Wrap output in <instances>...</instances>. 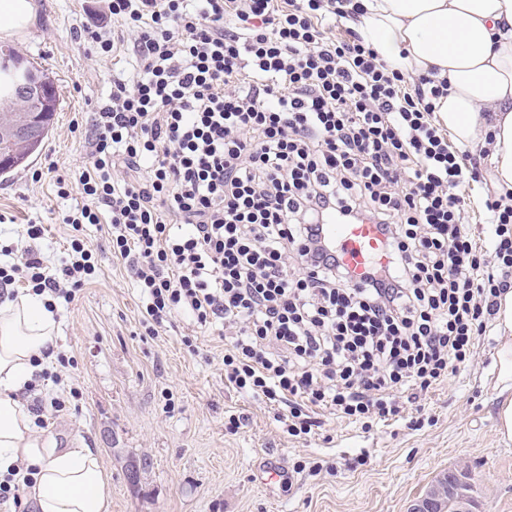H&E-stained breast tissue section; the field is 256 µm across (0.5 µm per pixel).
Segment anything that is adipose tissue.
<instances>
[{"label": "adipose tissue", "mask_w": 512, "mask_h": 512, "mask_svg": "<svg viewBox=\"0 0 512 512\" xmlns=\"http://www.w3.org/2000/svg\"><path fill=\"white\" fill-rule=\"evenodd\" d=\"M358 31L388 66L431 79L438 123L463 149L484 151L491 182L512 192V0H362ZM60 321L43 297L0 304V475L33 473L36 512H109L106 474L90 448L37 435L19 393L35 361L57 350Z\"/></svg>", "instance_id": "1"}]
</instances>
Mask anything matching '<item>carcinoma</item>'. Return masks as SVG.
Returning <instances> with one entry per match:
<instances>
[{
  "label": "carcinoma",
  "mask_w": 512,
  "mask_h": 512,
  "mask_svg": "<svg viewBox=\"0 0 512 512\" xmlns=\"http://www.w3.org/2000/svg\"><path fill=\"white\" fill-rule=\"evenodd\" d=\"M9 63L18 67H30L36 72L37 85L31 90V100H13L0 94V106L4 111L0 112V138H7L12 128L24 120H35L36 124L44 131H49L52 126L55 112L60 101L54 84L45 71L39 69L27 57L10 46H0V63ZM43 138L23 140L13 143L4 151L6 172L22 166L31 155L38 151Z\"/></svg>",
  "instance_id": "cac0c4a2"
}]
</instances>
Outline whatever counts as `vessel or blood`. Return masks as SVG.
Instances as JSON below:
<instances>
[{
    "label": "vessel or blood",
    "instance_id": "b4317fda",
    "mask_svg": "<svg viewBox=\"0 0 512 512\" xmlns=\"http://www.w3.org/2000/svg\"><path fill=\"white\" fill-rule=\"evenodd\" d=\"M324 229L327 240L337 248L354 276H362L384 263V237L378 225L372 224L370 220L345 224L331 216Z\"/></svg>",
    "mask_w": 512,
    "mask_h": 512
}]
</instances>
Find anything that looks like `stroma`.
I'll return each instance as SVG.
<instances>
[{
  "mask_svg": "<svg viewBox=\"0 0 512 512\" xmlns=\"http://www.w3.org/2000/svg\"><path fill=\"white\" fill-rule=\"evenodd\" d=\"M36 21L9 39L55 81L60 108L42 148L26 165L0 175V248L16 246L13 224L47 225L33 246L58 259L71 230L61 215L76 203L56 193L57 177L77 181L89 164L94 113L112 90L122 61L95 57L79 37L106 17V0H34ZM98 274L69 304H58L61 361L56 384L37 385L26 401L51 395L65 402L40 436L56 447L83 441L107 476L111 512H410L448 470L467 472L477 512H512V440L498 429L503 387L498 336L480 341L467 368L405 405L426 423L401 420L363 431L323 414L321 434H284L276 406L247 398L224 381V341L174 319L144 335L142 303L129 267L113 259L106 226L88 224ZM198 348L190 353L183 340ZM243 416L238 431L229 415ZM366 462L353 466L357 457ZM335 464L334 474L297 472L298 463ZM280 479L263 483L266 466Z\"/></svg>",
  "mask_w": 512,
  "mask_h": 512,
  "instance_id": "stroma-1",
  "label": "stroma"
}]
</instances>
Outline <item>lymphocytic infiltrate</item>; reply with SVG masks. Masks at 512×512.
Wrapping results in <instances>:
<instances>
[{
  "instance_id": "1",
  "label": "lymphocytic infiltrate",
  "mask_w": 512,
  "mask_h": 512,
  "mask_svg": "<svg viewBox=\"0 0 512 512\" xmlns=\"http://www.w3.org/2000/svg\"><path fill=\"white\" fill-rule=\"evenodd\" d=\"M352 0H109L130 47L96 112L89 169L59 197L68 252L0 263L48 307L95 273L83 239L107 223L131 263L142 326L175 316L224 334V379L282 407L289 436L321 412L369 430L402 398L472 360L512 291V203L484 202L487 237L465 222L477 158L434 119L439 88L390 70L349 22ZM371 219L388 263L354 279L328 243L329 215Z\"/></svg>"
}]
</instances>
